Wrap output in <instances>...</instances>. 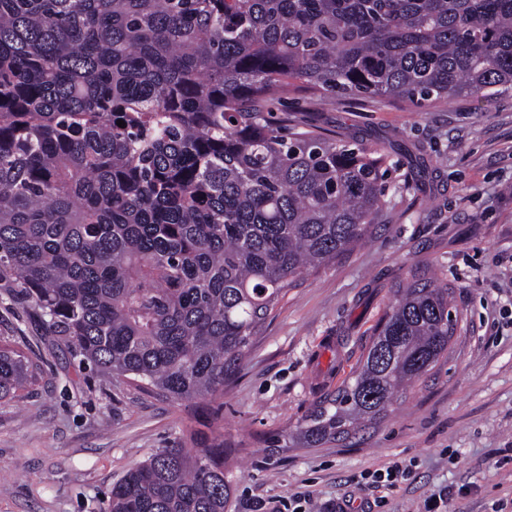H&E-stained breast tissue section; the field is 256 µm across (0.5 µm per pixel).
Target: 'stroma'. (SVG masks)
Wrapping results in <instances>:
<instances>
[{"instance_id":"obj_1","label":"stroma","mask_w":512,"mask_h":512,"mask_svg":"<svg viewBox=\"0 0 512 512\" xmlns=\"http://www.w3.org/2000/svg\"><path fill=\"white\" fill-rule=\"evenodd\" d=\"M275 117L363 139L392 154L389 206L336 263L304 272L253 336L224 392L181 403L107 378L42 336L0 288V339L39 366L0 400V512H100L106 493L186 430L223 429L236 453L228 512H512V92L419 108L406 101L295 96ZM426 160L404 190L402 149ZM455 288L447 358L381 418L343 441L298 429L356 369L373 327L412 270ZM397 461L408 481L362 485Z\"/></svg>"}]
</instances>
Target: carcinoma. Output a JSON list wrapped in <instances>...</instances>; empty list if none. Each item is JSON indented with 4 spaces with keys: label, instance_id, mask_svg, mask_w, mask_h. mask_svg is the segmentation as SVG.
<instances>
[{
    "label": "carcinoma",
    "instance_id": "carcinoma-1",
    "mask_svg": "<svg viewBox=\"0 0 512 512\" xmlns=\"http://www.w3.org/2000/svg\"><path fill=\"white\" fill-rule=\"evenodd\" d=\"M509 91L512 0H0V282L103 374L222 395L295 278L387 205L389 153L265 113L300 92L428 107ZM452 294L425 273L398 284L303 438H345L427 375ZM34 380L1 346L0 400ZM232 491L224 433L194 431L100 512H225Z\"/></svg>",
    "mask_w": 512,
    "mask_h": 512
}]
</instances>
